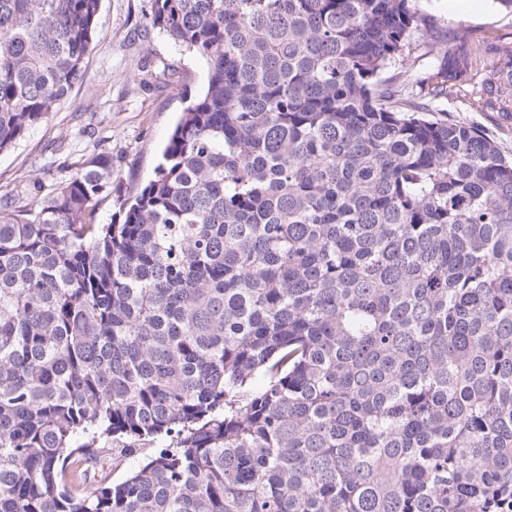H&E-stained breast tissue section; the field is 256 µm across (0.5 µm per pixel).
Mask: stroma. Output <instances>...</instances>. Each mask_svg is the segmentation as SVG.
Wrapping results in <instances>:
<instances>
[{
  "label": "stroma",
  "mask_w": 512,
  "mask_h": 512,
  "mask_svg": "<svg viewBox=\"0 0 512 512\" xmlns=\"http://www.w3.org/2000/svg\"><path fill=\"white\" fill-rule=\"evenodd\" d=\"M147 8V0H100L82 83L45 123L0 154L1 194L32 193L35 181L52 182L60 167H79L100 152L111 155L121 194H134L154 178L176 121L207 84L208 64L152 28ZM424 9L444 36L438 53L453 50L467 34L512 40V13L496 0H426ZM147 71L156 78L144 85ZM444 107L497 138L512 156V127H504L497 113L470 111L462 99Z\"/></svg>",
  "instance_id": "obj_1"
}]
</instances>
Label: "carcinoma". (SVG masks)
I'll use <instances>...</instances> for the list:
<instances>
[{
  "label": "carcinoma",
  "instance_id": "obj_1",
  "mask_svg": "<svg viewBox=\"0 0 512 512\" xmlns=\"http://www.w3.org/2000/svg\"><path fill=\"white\" fill-rule=\"evenodd\" d=\"M420 2L149 0L209 65L154 178L0 196V512H512V157L437 106L512 121V41ZM99 7L0 0V153Z\"/></svg>",
  "mask_w": 512,
  "mask_h": 512
}]
</instances>
